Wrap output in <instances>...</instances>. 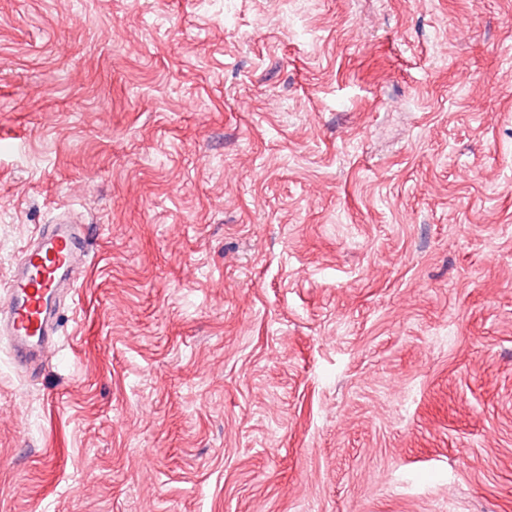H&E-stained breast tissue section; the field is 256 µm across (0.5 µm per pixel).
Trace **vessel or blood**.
Returning <instances> with one entry per match:
<instances>
[{
	"label": "vessel or blood",
	"mask_w": 512,
	"mask_h": 512,
	"mask_svg": "<svg viewBox=\"0 0 512 512\" xmlns=\"http://www.w3.org/2000/svg\"><path fill=\"white\" fill-rule=\"evenodd\" d=\"M87 258L84 226L66 212L21 248L0 294V340L21 373L33 375L53 355L60 300L75 294Z\"/></svg>",
	"instance_id": "1"
}]
</instances>
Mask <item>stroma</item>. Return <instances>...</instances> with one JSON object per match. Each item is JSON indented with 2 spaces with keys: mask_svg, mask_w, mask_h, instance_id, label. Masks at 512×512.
Instances as JSON below:
<instances>
[{
  "mask_svg": "<svg viewBox=\"0 0 512 512\" xmlns=\"http://www.w3.org/2000/svg\"><path fill=\"white\" fill-rule=\"evenodd\" d=\"M0 512H512V0H0ZM84 224L62 213L21 248L0 305V337L16 369L32 376L55 350L61 298L74 295L88 258Z\"/></svg>",
  "mask_w": 512,
  "mask_h": 512,
  "instance_id": "1",
  "label": "stroma"
}]
</instances>
